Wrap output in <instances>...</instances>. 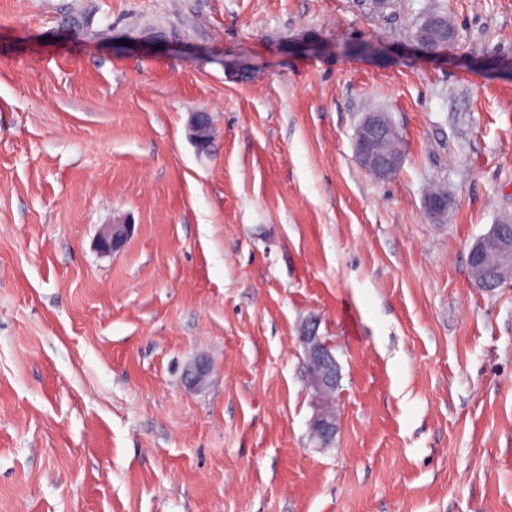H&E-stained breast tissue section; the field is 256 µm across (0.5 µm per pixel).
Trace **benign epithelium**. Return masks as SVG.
I'll list each match as a JSON object with an SVG mask.
<instances>
[{"instance_id":"benign-epithelium-1","label":"benign epithelium","mask_w":512,"mask_h":512,"mask_svg":"<svg viewBox=\"0 0 512 512\" xmlns=\"http://www.w3.org/2000/svg\"><path fill=\"white\" fill-rule=\"evenodd\" d=\"M438 20L426 18L418 27L416 42L430 54L438 49L433 47L432 35L437 30ZM191 130L194 139L201 145L211 137V124L206 112L193 116ZM396 128L386 112H366L360 121L354 141L359 164L377 179H386L395 174L402 164L401 151L386 147L388 138ZM430 216L440 219L448 213L449 201L444 194L428 195L424 201ZM132 225L122 222L106 224L99 232L97 247L103 253L120 250L131 233ZM494 251L496 263L489 267L485 257ZM470 273L474 284L491 291L512 279V218L506 217L490 225L469 252ZM305 352V374L311 393L313 414L309 422L310 432L320 448L331 445L337 432L336 389L339 382V365L329 344L316 336L315 329L307 328L300 336ZM187 383L194 387L203 385L208 375V365L197 361L184 372Z\"/></svg>"}]
</instances>
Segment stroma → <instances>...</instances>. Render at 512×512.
I'll return each mask as SVG.
<instances>
[{
  "label": "stroma",
  "instance_id": "1",
  "mask_svg": "<svg viewBox=\"0 0 512 512\" xmlns=\"http://www.w3.org/2000/svg\"><path fill=\"white\" fill-rule=\"evenodd\" d=\"M505 216L512 0H0V512H512V282L468 269ZM396 128L386 112L364 113L354 141L359 164L377 179H386L395 174L402 164L401 151H391L386 142ZM131 229V224L122 222L105 224L98 235V249L103 253L119 251L128 239ZM299 338L304 347L305 374L313 408L310 432L318 447L326 448L338 429L335 407L339 365L330 345L316 336L314 328L303 330Z\"/></svg>",
  "mask_w": 512,
  "mask_h": 512
}]
</instances>
